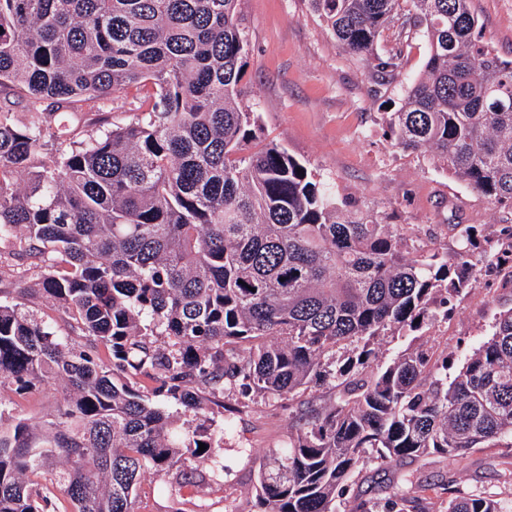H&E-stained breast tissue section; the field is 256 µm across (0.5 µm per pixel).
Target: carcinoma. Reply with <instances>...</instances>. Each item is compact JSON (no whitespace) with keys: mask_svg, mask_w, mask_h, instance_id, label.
<instances>
[{"mask_svg":"<svg viewBox=\"0 0 512 512\" xmlns=\"http://www.w3.org/2000/svg\"><path fill=\"white\" fill-rule=\"evenodd\" d=\"M236 2L0 0V282H18L0 290V384L63 387L36 423L0 408V512H56L50 484L71 512H139L150 472L192 497L224 473L227 414L257 398L288 402L291 425L255 512H337L371 461L512 447V309L451 381L424 345L379 361L380 337L477 282L474 227L450 263L263 138ZM310 2L388 83L426 34L390 138L512 211V60L481 43L470 0ZM483 263L512 281L499 253ZM320 389L333 400L302 398ZM420 491L355 512H422ZM444 512L512 511L468 490Z\"/></svg>","mask_w":512,"mask_h":512,"instance_id":"1","label":"carcinoma"}]
</instances>
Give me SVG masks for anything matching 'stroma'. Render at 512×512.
I'll return each mask as SVG.
<instances>
[{
  "mask_svg": "<svg viewBox=\"0 0 512 512\" xmlns=\"http://www.w3.org/2000/svg\"><path fill=\"white\" fill-rule=\"evenodd\" d=\"M470 6L484 44L512 60V0H470ZM237 11L249 43L245 101L258 112L267 140L307 161L351 206L440 251L454 252L460 224L478 231L474 263L487 250H506L496 232L512 225L511 211L492 208L466 183L426 157L403 152L389 137L387 112L401 106L420 76L429 54L425 36L413 38L402 76L381 86L368 59L344 52L308 0H238ZM510 307L512 286L483 274L422 337L434 350L447 351L448 371L456 373L487 339L494 313ZM61 394L58 385L21 395L6 386L0 406L34 422L55 409ZM287 436L288 419L279 407L251 404L224 430L223 486L188 498L157 492L158 481L150 477L143 483L145 512H250L259 464ZM446 482L512 497V448H479L459 464L438 456L368 464L351 479L340 507L350 512L357 502L387 498L393 487L413 483L425 488V512H441L449 497Z\"/></svg>",
  "mask_w": 512,
  "mask_h": 512,
  "instance_id": "obj_1",
  "label": "stroma"
}]
</instances>
